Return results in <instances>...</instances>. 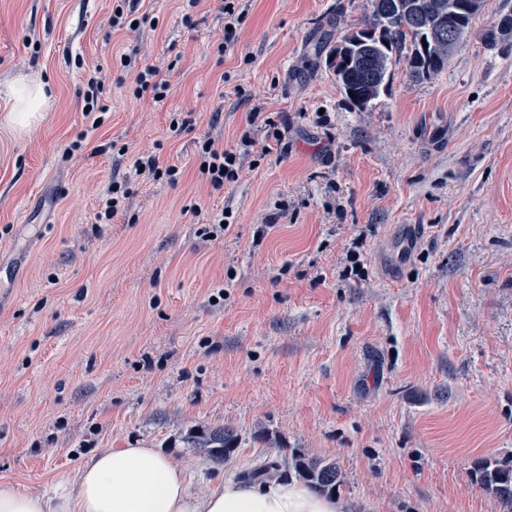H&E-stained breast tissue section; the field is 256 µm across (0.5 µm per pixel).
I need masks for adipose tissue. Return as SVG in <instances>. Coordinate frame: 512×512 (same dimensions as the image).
<instances>
[{"instance_id":"ef3b65f1","label":"adipose tissue","mask_w":512,"mask_h":512,"mask_svg":"<svg viewBox=\"0 0 512 512\" xmlns=\"http://www.w3.org/2000/svg\"><path fill=\"white\" fill-rule=\"evenodd\" d=\"M39 79L11 86L9 119L24 128L45 111L51 96ZM344 503L305 486L270 481L252 485L216 480L199 493L184 467L154 448H112L94 454L70 489L49 496L0 482V512H343Z\"/></svg>"}]
</instances>
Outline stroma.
Returning <instances> with one entry per match:
<instances>
[{
  "mask_svg": "<svg viewBox=\"0 0 512 512\" xmlns=\"http://www.w3.org/2000/svg\"><path fill=\"white\" fill-rule=\"evenodd\" d=\"M112 5L0 0V482L58 491L95 452L151 447L203 490L298 452L336 462L352 512H504L470 472L512 459V35L485 38L512 0H485L438 74L393 55L365 109L329 54L373 0H241L221 56L218 0L188 23L182 0H140L158 27L139 36L109 32ZM134 49L163 68L164 102L119 82L112 59ZM98 65L110 110L92 131L79 93ZM21 74L53 100L18 130ZM179 112L199 120L174 136ZM251 112L282 137L257 132L212 190L194 140L237 146ZM84 129L127 154L63 159ZM146 153L182 179L134 185L96 223L107 178ZM194 426L232 429L238 451L184 447Z\"/></svg>",
  "mask_w": 512,
  "mask_h": 512,
  "instance_id": "35a3bbf8",
  "label": "stroma"
}]
</instances>
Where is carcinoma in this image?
<instances>
[{"label": "carcinoma", "mask_w": 512, "mask_h": 512, "mask_svg": "<svg viewBox=\"0 0 512 512\" xmlns=\"http://www.w3.org/2000/svg\"><path fill=\"white\" fill-rule=\"evenodd\" d=\"M483 0H373V14L382 24H365L344 34L332 52L336 83L344 93H353L352 102L365 107L385 84L391 54L407 52L406 60L413 76H432L443 70L457 44L470 33L473 17L482 9ZM454 16V37L440 35L443 14ZM184 443L217 461H224L237 450L238 438L227 428L193 429ZM296 477L321 494L331 495L341 485V473L333 461L292 455L280 466L263 463L256 470L269 469ZM472 479L512 512V462L483 459L475 463Z\"/></svg>", "instance_id": "obj_1"}]
</instances>
